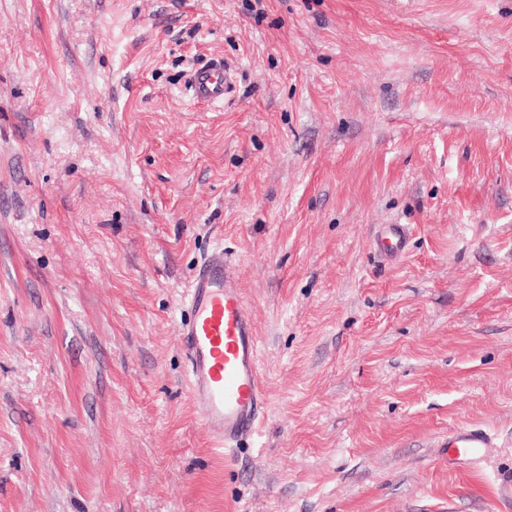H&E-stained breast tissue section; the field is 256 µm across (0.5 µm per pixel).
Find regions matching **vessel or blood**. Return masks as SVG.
Wrapping results in <instances>:
<instances>
[{
  "instance_id": "vessel-or-blood-1",
  "label": "vessel or blood",
  "mask_w": 512,
  "mask_h": 512,
  "mask_svg": "<svg viewBox=\"0 0 512 512\" xmlns=\"http://www.w3.org/2000/svg\"><path fill=\"white\" fill-rule=\"evenodd\" d=\"M191 88L195 100L222 102L231 90L223 62L198 69ZM405 240V226L391 224L379 246L395 258ZM183 303L190 312L182 325L188 392L213 447L229 454L257 433L268 401L252 314L227 273L223 254H212L197 266ZM497 448L494 434L465 426L449 433L446 453L449 465L479 473Z\"/></svg>"
}]
</instances>
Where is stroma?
I'll use <instances>...</instances> for the list:
<instances>
[{
  "instance_id": "35a3bbf8",
  "label": "stroma",
  "mask_w": 512,
  "mask_h": 512,
  "mask_svg": "<svg viewBox=\"0 0 512 512\" xmlns=\"http://www.w3.org/2000/svg\"><path fill=\"white\" fill-rule=\"evenodd\" d=\"M216 250L270 402L231 463L180 336ZM507 469L512 0H0V512H506ZM231 81L221 60H214L198 69L191 80L193 98L197 101L220 103L231 91ZM406 228L403 224H389L384 237L379 241L380 248L391 258L398 257L405 246ZM499 447L494 434L485 429L468 426L456 428L448 433V444L445 446L448 466L480 473Z\"/></svg>"
}]
</instances>
